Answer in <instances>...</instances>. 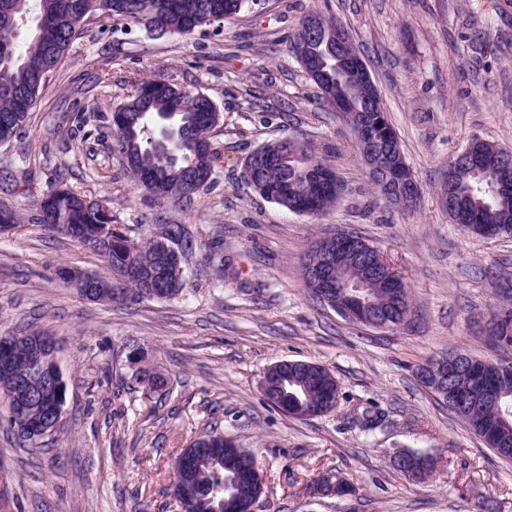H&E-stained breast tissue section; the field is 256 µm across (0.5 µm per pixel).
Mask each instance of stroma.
Wrapping results in <instances>:
<instances>
[{
  "instance_id": "1",
  "label": "stroma",
  "mask_w": 512,
  "mask_h": 512,
  "mask_svg": "<svg viewBox=\"0 0 512 512\" xmlns=\"http://www.w3.org/2000/svg\"><path fill=\"white\" fill-rule=\"evenodd\" d=\"M315 10L359 49L421 187L417 208L385 203L352 129L291 53L289 35ZM148 77L208 95L221 116L220 164L187 206L137 190L111 151L105 118ZM292 136L342 184L326 213L291 212L241 178L254 149ZM475 137L512 150V0H261L188 35L88 19L25 125L0 144V207L22 218L0 233V336L51 333L67 382L62 422L41 447L0 423V512H179L172 461L212 430L254 454L258 512H512V462L415 373L451 348L492 357L488 320L512 304V237L471 234L440 201L441 171ZM56 185L105 200L133 241L165 224L185 225L198 247L221 240L223 279L193 264L174 300L81 298L57 268L103 275L104 262L27 220ZM336 231L378 247L406 281L405 323L370 328L310 295L303 256ZM283 360L327 368L336 408L301 420L269 406L260 381ZM138 367L165 378L164 390L136 382ZM358 402L384 415L373 433L351 420ZM402 449L435 460L425 483L396 469ZM325 473L351 493L311 494Z\"/></svg>"
}]
</instances>
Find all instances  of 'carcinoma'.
Returning a JSON list of instances; mask_svg holds the SVG:
<instances>
[{
  "label": "carcinoma",
  "instance_id": "carcinoma-1",
  "mask_svg": "<svg viewBox=\"0 0 512 512\" xmlns=\"http://www.w3.org/2000/svg\"><path fill=\"white\" fill-rule=\"evenodd\" d=\"M0 0V142L16 136L26 122L28 113L48 78L67 57L79 35L85 15L86 0H13L12 14ZM250 0H111L112 15L140 24L155 19L164 32L189 34L203 25L219 22L249 8ZM325 29L314 42L316 53L324 62L326 75L318 76L324 102L331 97L348 101L350 110L370 108L384 111L376 84H359L348 76L347 66L332 56L334 42L329 31L336 28L334 18L318 12ZM119 119L112 124V152L125 163L136 187L159 201L190 204L210 181L219 158L211 147L212 132L220 123L215 103L205 94L178 88L147 78L132 98L116 108ZM328 168L322 160L308 152L296 138L274 140L261 145V152L248 156L243 180L260 195L265 187L275 186L278 196L273 202L293 212L324 213L338 200L335 194L307 171L308 164ZM493 171L475 173L470 168L455 169L456 193L451 199L465 227L488 228L492 234L512 235V198L503 201L475 189L477 182H494ZM28 220L51 229L94 250L102 258L108 275H93L97 285L94 301L124 304L136 302L133 292L142 284L140 276L154 269L158 259L154 250L155 236L136 243L112 225V211L101 203L86 204L84 195L70 189L50 190L37 204ZM160 236L169 240L185 254L186 260L169 262L160 279V299L177 298L184 289L185 271L193 255V242L187 228L167 224ZM359 245L364 252L352 259L353 268L346 276L357 277L356 269L365 268L375 248L365 240ZM325 243L316 239L303 261L306 287L320 297L312 278V270L320 263ZM365 294L382 303L392 322L402 321L410 305L399 304L388 288L376 282L366 285ZM490 320L488 346L504 353L494 359H480L482 383L495 388L501 384L497 366H512V332L507 333ZM476 388L473 378L464 374L448 384V401L458 392ZM288 405L303 418H312L331 411L339 399V388L328 370L313 363L288 367ZM0 410L7 424L23 440L28 417L12 416L8 404L0 398ZM453 412L486 447L505 461L512 462V380L502 396L499 408L472 411L455 408ZM360 428L372 431L381 418L374 407L367 406L357 415ZM191 458L187 473L194 493L183 499L182 512H224V491L232 488L230 468L253 475V494H263V482L254 473L255 457L233 440L210 432L196 438L184 449Z\"/></svg>",
  "mask_w": 512,
  "mask_h": 512
}]
</instances>
